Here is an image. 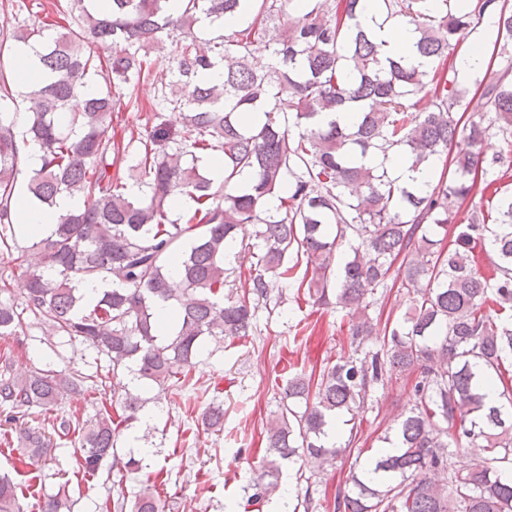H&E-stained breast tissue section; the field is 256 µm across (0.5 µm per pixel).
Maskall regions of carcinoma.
<instances>
[{"mask_svg":"<svg viewBox=\"0 0 512 512\" xmlns=\"http://www.w3.org/2000/svg\"><path fill=\"white\" fill-rule=\"evenodd\" d=\"M386 18L415 26L420 70L383 53L361 19L360 0H85L55 4L58 21L0 29V261L21 271L17 302L0 298V338L22 329L23 314L104 355L112 367V397L89 421L54 414L59 400L90 376L73 368H37L21 377L0 362V407L16 422L34 414L50 426H23L19 462L47 457L53 438L78 435L75 465L96 475L115 457L123 432L144 401L124 378L162 385L188 374L206 336L253 335L258 302L270 277L291 279L303 296L335 304L355 318L354 338L376 335L365 314L377 289L400 282L409 311L385 324L380 347L355 349L317 380L288 378L265 454L253 469L251 498L278 492L282 464L313 457L332 466L353 445L328 441L346 418L356 419L394 373L415 375L414 405L397 420L390 452L377 449L338 489L333 512H512V192L494 189L491 217L472 210L468 224L444 243L454 216L448 200L472 199L475 176L486 186L503 179L512 161V4L509 0H379ZM291 23L274 43L276 66L258 69L251 48L268 37L275 15ZM487 10L498 15L493 50L508 60L490 77L478 118L456 113L466 89L454 66L457 46ZM240 18L226 39L202 40V22ZM55 26L60 31L47 35ZM172 38L176 54L158 112L177 110L178 130L159 122L138 138L137 192L121 176L131 143L112 137L119 90L150 74L149 49ZM37 46L39 82L23 98L18 122L13 68L4 62L19 44ZM224 67V79L204 74ZM100 78L89 94L84 88ZM355 113L342 126L322 115ZM259 113L251 121L249 113ZM501 135L506 153L485 162L483 141ZM469 152L452 153L458 139ZM34 147L41 166L26 182L27 196L53 209L63 196L81 206L59 217L53 233L28 246L16 240L13 199L22 173L19 143ZM396 151L415 171L440 174L423 183L399 182L365 163L368 154ZM220 152L224 176L200 162ZM192 202L190 215L171 218L174 191ZM279 200L273 211L266 200ZM253 227L249 277L224 292L228 256L240 226ZM353 252L333 267L342 247ZM179 252L182 288L169 286L170 255ZM372 258L366 262L360 253ZM496 257L481 272L478 253ZM305 258V270L298 274ZM106 284L83 305L81 287ZM177 315L175 331L160 337L157 308ZM496 386L497 397L488 388ZM473 453L477 468L457 467ZM448 470V483L431 473ZM24 484L0 476V512H24ZM159 492L145 487L116 512H165ZM42 512H71L66 494L47 497Z\"/></svg>","mask_w":512,"mask_h":512,"instance_id":"carcinoma-1","label":"carcinoma"}]
</instances>
